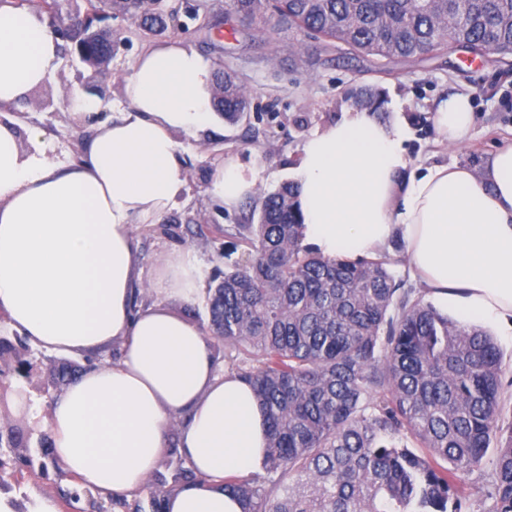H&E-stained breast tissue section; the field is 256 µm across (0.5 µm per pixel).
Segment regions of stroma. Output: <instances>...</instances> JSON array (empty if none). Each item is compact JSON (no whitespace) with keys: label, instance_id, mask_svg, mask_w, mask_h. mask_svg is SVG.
Instances as JSON below:
<instances>
[{"label":"stroma","instance_id":"stroma-1","mask_svg":"<svg viewBox=\"0 0 512 512\" xmlns=\"http://www.w3.org/2000/svg\"><path fill=\"white\" fill-rule=\"evenodd\" d=\"M178 7L180 27L168 31L196 50L210 67H222L236 74L249 110L237 124L217 120L199 137L181 136L185 150L183 166L187 185L183 196L170 211L152 224H139V272L150 283L160 258L173 250H193L202 265L204 284L213 288L217 274L232 270L245 258V248L236 227L245 223L247 210H229L211 200L210 174L223 160L234 158L258 174V194H266L291 180L298 152L315 131L335 122L355 103L365 88L385 94L377 121L401 124L407 131L403 149L408 168L420 173L434 165L458 164L482 167L498 148L512 144V55L489 54L470 58L461 51L446 49L415 61L380 64L356 57L347 50L322 49L300 32L283 33L276 18L254 25L246 38L204 36L200 26L206 16L224 10L226 0H168ZM115 43L107 63L92 70L62 43L60 66L51 82L32 89L16 105L20 134L40 130L51 156L76 158L83 140L96 122L111 119L114 109L126 107L122 82L138 55L155 35L126 17L109 19ZM91 90L99 106L96 122L87 112L73 110L68 96L73 90ZM451 94L470 96L475 122L467 140L452 144L438 135L431 116L439 101ZM213 226L212 234L200 236L197 225ZM57 355L44 354L31 379L12 377L7 408L0 409V431L18 432L22 437L14 456H38L41 446L33 432L34 419H48L53 404L46 391L51 387ZM28 394L33 403L22 407L17 392ZM69 478L55 468L47 471L16 466L0 470V494L22 512L32 495L47 499L54 512H91L87 501L68 505L60 490Z\"/></svg>","mask_w":512,"mask_h":512}]
</instances>
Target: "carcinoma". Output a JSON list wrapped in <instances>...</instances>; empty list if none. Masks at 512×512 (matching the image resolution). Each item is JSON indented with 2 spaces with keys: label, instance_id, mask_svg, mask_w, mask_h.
<instances>
[{
  "label": "carcinoma",
  "instance_id": "obj_1",
  "mask_svg": "<svg viewBox=\"0 0 512 512\" xmlns=\"http://www.w3.org/2000/svg\"><path fill=\"white\" fill-rule=\"evenodd\" d=\"M52 26L76 18L67 39L99 65L113 49L102 22L119 12L153 35L174 15L164 0H12ZM324 47L358 57L418 60L447 45L512 55V0H228L224 24L269 13ZM212 106L235 124L247 99L230 71L214 72ZM356 101L381 110L383 92ZM298 187L282 183L238 226L244 264L210 290L214 349L237 365L268 421L261 470L224 479L243 512H468L467 479L496 443L491 512H512V423L493 337L461 326L411 289L383 259L326 258L303 244ZM383 397H377V394ZM197 479L179 458L146 492L89 499L97 512H165Z\"/></svg>",
  "mask_w": 512,
  "mask_h": 512
}]
</instances>
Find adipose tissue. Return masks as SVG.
<instances>
[{
  "label": "adipose tissue",
  "mask_w": 512,
  "mask_h": 512,
  "mask_svg": "<svg viewBox=\"0 0 512 512\" xmlns=\"http://www.w3.org/2000/svg\"><path fill=\"white\" fill-rule=\"evenodd\" d=\"M59 64L45 21L1 4L0 314L53 354L119 351L55 401L46 422L55 455L81 489L129 494L145 489L174 430L198 480L168 498L167 512H241L222 479L261 469L267 422L250 385L218 370L212 339L183 312L204 293L197 257L165 255L152 302L132 306L134 228L170 210L185 189L178 136L212 126V71L182 40L153 45L123 79L128 109L64 162L48 156L38 130L20 139L12 111ZM473 122L462 94L433 115L452 143ZM405 135L355 106L307 139L294 176L305 241L323 256L359 259L400 235L432 298L457 322L512 334V145L479 171L447 164L410 175L395 207ZM256 184L255 171L228 160L213 171L209 194L230 209Z\"/></svg>",
  "instance_id": "adipose-tissue-1"
}]
</instances>
